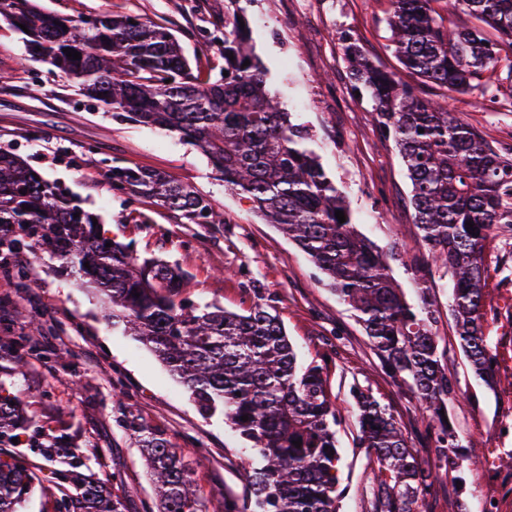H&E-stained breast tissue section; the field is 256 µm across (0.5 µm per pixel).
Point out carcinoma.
Returning a JSON list of instances; mask_svg holds the SVG:
<instances>
[{
	"label": "carcinoma",
	"instance_id": "1",
	"mask_svg": "<svg viewBox=\"0 0 512 512\" xmlns=\"http://www.w3.org/2000/svg\"><path fill=\"white\" fill-rule=\"evenodd\" d=\"M390 3L387 23L399 63L451 92L482 88L483 75L497 69L502 53L512 52V0ZM458 8L477 25H448V15ZM0 18L15 29L26 25L30 55L73 80L85 96L197 146L225 188L249 199L265 223L308 255L330 290L359 313L387 374L409 383L430 412L435 468L444 464L463 481L454 435L444 421L452 384L440 337L432 330L437 309L410 304L389 274L387 255L356 233L343 191L308 148L306 130L269 96L261 64L245 50L249 34L238 16L224 20V65L195 73L171 29L138 15L100 13L76 20L45 11L36 0H0ZM486 27L494 36L484 33ZM65 48L80 58H68ZM343 51L354 90L371 97L382 132L406 166L422 245L453 283L452 313L463 355L490 385L498 355L485 333V249L494 227L512 223V157L490 147L451 108L417 97L394 73L370 63L347 37ZM110 179L113 189L152 198L194 224L223 222L206 198L169 174L114 167ZM93 218L0 145V250L63 257L104 292L108 317L123 322L166 363L202 409L223 407L225 420L248 444L257 461L246 470L254 496L242 504L224 498V512H336L338 409L323 366L298 363L271 306H201L184 295V273L161 260H142L130 245L100 235ZM351 395L359 442L370 449L373 512H413L432 486L433 470L422 468L417 450L371 393L354 387ZM244 415L248 420H241ZM122 416L139 435L158 512H203L190 469L168 439ZM31 425L16 396L0 388V446L12 444L15 431ZM41 447L49 463L61 464L50 474L67 512H125L122 499L100 479L75 483L80 462L54 449L52 441ZM41 473L38 465L0 453V512H22L44 489Z\"/></svg>",
	"mask_w": 512,
	"mask_h": 512
}]
</instances>
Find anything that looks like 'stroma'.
Instances as JSON below:
<instances>
[{"label": "stroma", "mask_w": 512, "mask_h": 512, "mask_svg": "<svg viewBox=\"0 0 512 512\" xmlns=\"http://www.w3.org/2000/svg\"><path fill=\"white\" fill-rule=\"evenodd\" d=\"M68 16L105 11L136 14L172 29L188 59L222 63L224 18L242 15L249 48L265 69L266 88L309 130L308 146L345 192L359 234L394 250L390 273L407 300L436 302L434 326L443 339L456 395L448 404L462 447L463 486L440 470L417 512H449L478 488L486 449L508 448L500 435L512 418V229L499 226L487 243L486 334L498 353V382L475 376L461 351L449 309L451 282L428 258L410 204L411 183L393 140L380 131L373 101L356 95L340 41L348 36L370 61L395 72L424 99L450 104L492 147L512 149V67L491 74L487 88L465 95L425 82L403 69L390 46L389 0H42ZM11 146L38 174L78 196L106 237L131 245L140 258L183 270L187 295L230 310L255 295L273 305L299 362L326 363L340 411L338 512H373L372 472L350 390H368L399 422L423 466L435 463L419 402L385 372L357 313L323 282L320 270L294 243L254 212L249 200L225 189L205 155L178 135L113 117L43 62L31 61L25 37L0 22V144ZM114 166L170 173L222 212L220 224H194L180 212L132 191L112 189ZM0 273V336L14 339L0 354V385L18 395L45 439L91 457L90 471L112 482L127 512H154V485L132 428L164 433L193 463L192 478L208 512L224 498L249 501L247 452L222 413H202L189 391L159 358L106 315L105 297L86 287L59 257L23 252ZM24 357V376L13 373Z\"/></svg>", "instance_id": "35a3bbf8"}]
</instances>
